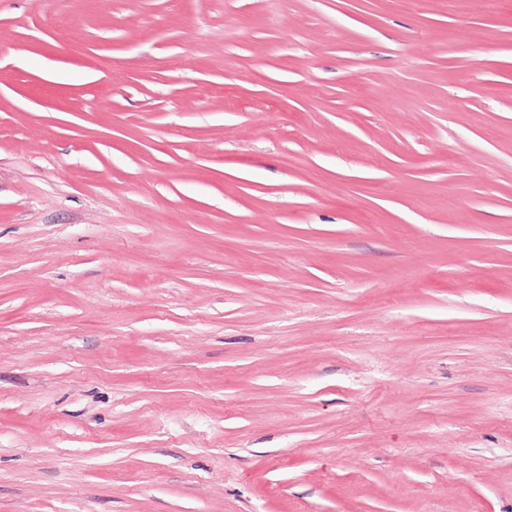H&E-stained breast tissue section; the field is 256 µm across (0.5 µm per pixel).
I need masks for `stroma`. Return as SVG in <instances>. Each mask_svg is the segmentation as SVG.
<instances>
[{"mask_svg":"<svg viewBox=\"0 0 512 512\" xmlns=\"http://www.w3.org/2000/svg\"><path fill=\"white\" fill-rule=\"evenodd\" d=\"M0 512H512V0H0Z\"/></svg>","mask_w":512,"mask_h":512,"instance_id":"1","label":"stroma"}]
</instances>
